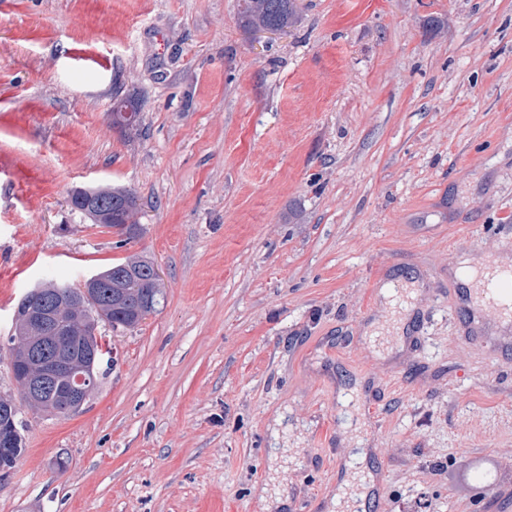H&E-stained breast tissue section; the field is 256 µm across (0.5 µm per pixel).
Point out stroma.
Returning a JSON list of instances; mask_svg holds the SVG:
<instances>
[{
    "instance_id": "stroma-1",
    "label": "stroma",
    "mask_w": 512,
    "mask_h": 512,
    "mask_svg": "<svg viewBox=\"0 0 512 512\" xmlns=\"http://www.w3.org/2000/svg\"><path fill=\"white\" fill-rule=\"evenodd\" d=\"M238 11L0 0V397L29 289L137 257L163 292L78 413L21 405L0 512H336L357 446L376 512H512V342L455 276L512 245V0ZM99 186L133 239L71 210ZM240 24L248 29L284 31L298 17L296 0H241ZM139 112L129 108L125 100L114 102L112 107V123L128 130H137L140 123ZM74 196L87 198L90 204L87 211L73 206L84 215L88 212L93 223L104 226L112 224L110 229L121 228L120 231L129 236L128 239L135 235L137 224L133 217L138 209V197L131 190L120 187H96L76 190Z\"/></svg>"
}]
</instances>
